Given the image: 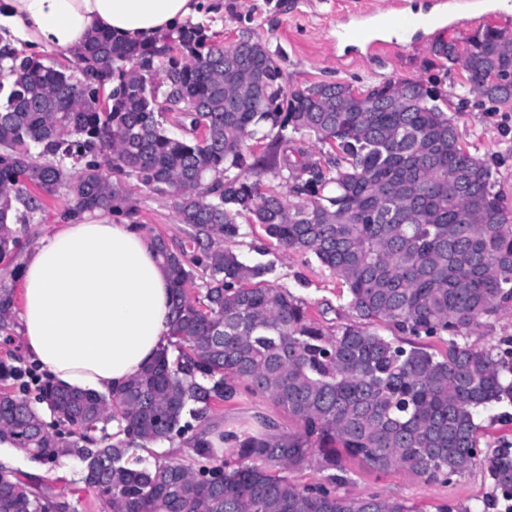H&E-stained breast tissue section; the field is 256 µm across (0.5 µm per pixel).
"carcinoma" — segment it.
<instances>
[{"mask_svg":"<svg viewBox=\"0 0 512 512\" xmlns=\"http://www.w3.org/2000/svg\"><path fill=\"white\" fill-rule=\"evenodd\" d=\"M506 39L512 32L478 29L433 52L451 64L464 54L469 91L512 110V93L480 87L490 72L512 71ZM282 79L249 31L228 45L191 22L150 45L99 32L71 67L19 52L0 31V260L16 255L13 225L30 223L45 197L63 198L66 217L100 211L137 223L131 180L171 198L194 230L188 250L152 237L171 280L169 343L107 394L36 385L66 433L48 432L29 400L0 389V437L41 465L78 458L109 512H415L403 499L339 492L348 458L443 484L480 466L512 501V448H479L476 423L479 409L512 405V347L468 341L512 307V206L490 165L460 145L441 91L419 81L374 86L382 107L367 111L345 84L290 90ZM409 86L418 95L411 112ZM168 112L185 135L168 132ZM259 133L270 142L250 162L247 141ZM298 135L334 143L336 156L313 158ZM269 175L289 194L262 189ZM243 214L333 272L355 320L314 321L303 299L266 279L272 265L223 247ZM14 308V290L1 285L6 337ZM428 338L445 353L420 343ZM242 391L269 399L299 430L274 433L264 420L257 437L227 433L233 447L221 461L190 448L181 461L131 463L192 430L185 416L200 419ZM314 464L329 472L325 482L290 478ZM0 512L77 507L0 465Z\"/></svg>","mask_w":512,"mask_h":512,"instance_id":"carcinoma-1","label":"carcinoma"}]
</instances>
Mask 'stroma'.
<instances>
[{
  "instance_id": "stroma-1",
  "label": "stroma",
  "mask_w": 512,
  "mask_h": 512,
  "mask_svg": "<svg viewBox=\"0 0 512 512\" xmlns=\"http://www.w3.org/2000/svg\"><path fill=\"white\" fill-rule=\"evenodd\" d=\"M389 0H209L199 18L216 41L229 44L242 31L253 32L277 58L290 89L314 82H343L367 88L400 77L439 83L444 94L441 104L459 134L462 144L491 166L497 187L512 203V111H492L477 94L464 85V72L456 65L441 67L432 54L436 40H450L473 34L476 27L512 31V20L500 10L486 9L479 26L459 24L439 35L397 39L388 50L372 54L362 46H337V29L351 26L358 9L383 10ZM138 221L148 235L162 236L171 248L187 245L190 228L178 223L170 199L135 189ZM66 204L60 198H47L43 210L27 225L19 226L22 251H30L36 240L53 231L61 222ZM240 234L228 240L226 248L239 253L249 263H269V276L276 286L303 298L315 319L324 324L346 323L353 315L346 305L345 290L338 278L320 265L312 254L270 250L263 230L247 216L238 219ZM269 418L279 432L296 430L270 400L242 394L214 405L197 428L222 427L239 438L261 433L260 419ZM477 423L482 425L480 445L495 448L512 443V406L496 405L481 409ZM12 467L24 473L50 475L54 492L77 503L78 512H101L98 493L83 480L80 462L63 457L54 467L31 463L22 452H15ZM346 491L357 496L379 493L406 500L416 512H437L439 506L470 508L471 512H505L504 502H492V482L482 468L447 484L428 483L402 471L375 474L358 461L347 463Z\"/></svg>"
}]
</instances>
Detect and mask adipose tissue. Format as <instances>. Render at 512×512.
<instances>
[{
  "instance_id": "1",
  "label": "adipose tissue",
  "mask_w": 512,
  "mask_h": 512,
  "mask_svg": "<svg viewBox=\"0 0 512 512\" xmlns=\"http://www.w3.org/2000/svg\"><path fill=\"white\" fill-rule=\"evenodd\" d=\"M204 0H0L17 47L77 54L95 32L148 45L196 17ZM25 357L64 388L122 386L167 342L171 287L135 224L70 219L29 252L18 314Z\"/></svg>"
}]
</instances>
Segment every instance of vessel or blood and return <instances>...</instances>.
Returning a JSON list of instances; mask_svg holds the SVG:
<instances>
[{
    "mask_svg": "<svg viewBox=\"0 0 512 512\" xmlns=\"http://www.w3.org/2000/svg\"><path fill=\"white\" fill-rule=\"evenodd\" d=\"M485 8L483 0H442L439 10L422 14L404 11L402 6L376 15H361L358 25L337 31V39L356 42L366 46L367 50L379 52L388 49L389 41L375 38V31L382 30L397 35H419L449 26L459 21L461 16H468L470 21H477Z\"/></svg>",
    "mask_w": 512,
    "mask_h": 512,
    "instance_id": "vessel-or-blood-1",
    "label": "vessel or blood"
}]
</instances>
